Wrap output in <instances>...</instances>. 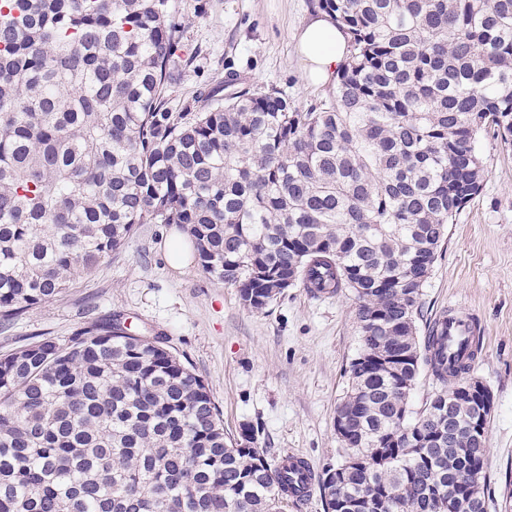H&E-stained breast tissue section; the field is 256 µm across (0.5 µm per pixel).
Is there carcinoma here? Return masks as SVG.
Here are the masks:
<instances>
[{
  "label": "carcinoma",
  "mask_w": 512,
  "mask_h": 512,
  "mask_svg": "<svg viewBox=\"0 0 512 512\" xmlns=\"http://www.w3.org/2000/svg\"><path fill=\"white\" fill-rule=\"evenodd\" d=\"M0 324L63 297L141 224H181L202 271L259 311L299 283L356 300L360 354L336 409L354 453L316 476L326 512L486 500L487 448L453 431L482 384L448 364L421 290L478 195L475 149L512 145V0H318L348 35L300 107L229 68L170 112L171 0H0ZM427 366L440 389L415 417ZM224 433L204 380L121 317L0 356V512H282L281 465Z\"/></svg>",
  "instance_id": "carcinoma-1"
}]
</instances>
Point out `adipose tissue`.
Listing matches in <instances>:
<instances>
[{
    "label": "adipose tissue",
    "mask_w": 512,
    "mask_h": 512,
    "mask_svg": "<svg viewBox=\"0 0 512 512\" xmlns=\"http://www.w3.org/2000/svg\"><path fill=\"white\" fill-rule=\"evenodd\" d=\"M347 38L325 12L310 15L297 42V50L304 70L315 83L332 82L346 57Z\"/></svg>",
    "instance_id": "1"
}]
</instances>
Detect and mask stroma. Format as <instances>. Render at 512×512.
<instances>
[{"mask_svg":"<svg viewBox=\"0 0 512 512\" xmlns=\"http://www.w3.org/2000/svg\"><path fill=\"white\" fill-rule=\"evenodd\" d=\"M189 67L168 90L172 112L234 68L245 86H276L297 105L324 98L306 76L296 35L317 0H173ZM476 149L484 165L479 194L448 227V240L422 289L419 332L461 306L480 327L482 358L473 373L494 409L485 465L488 512H512V146L490 132ZM178 224H143L98 270L63 298L0 326V354L40 334L65 339L120 315L133 330L164 338L208 384L224 428L257 431L274 458L292 453L322 471L343 456L336 407L348 367L361 351L350 292L312 297L287 289L268 308L245 306L238 289L204 274L197 262L176 269L167 256Z\"/></svg>","mask_w":512,"mask_h":512,"instance_id":"obj_1","label":"stroma"}]
</instances>
